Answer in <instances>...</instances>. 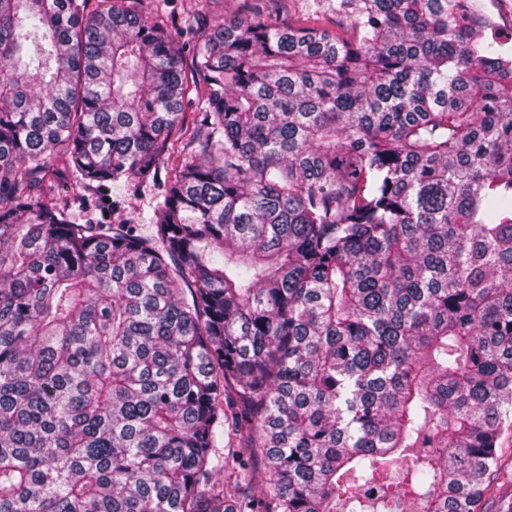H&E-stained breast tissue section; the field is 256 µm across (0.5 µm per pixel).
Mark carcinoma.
Returning <instances> with one entry per match:
<instances>
[{
    "label": "carcinoma",
    "instance_id": "carcinoma-1",
    "mask_svg": "<svg viewBox=\"0 0 512 512\" xmlns=\"http://www.w3.org/2000/svg\"><path fill=\"white\" fill-rule=\"evenodd\" d=\"M155 5L0 0V512H476L512 426V32ZM59 161L114 212L161 184L151 223H74Z\"/></svg>",
    "mask_w": 512,
    "mask_h": 512
}]
</instances>
